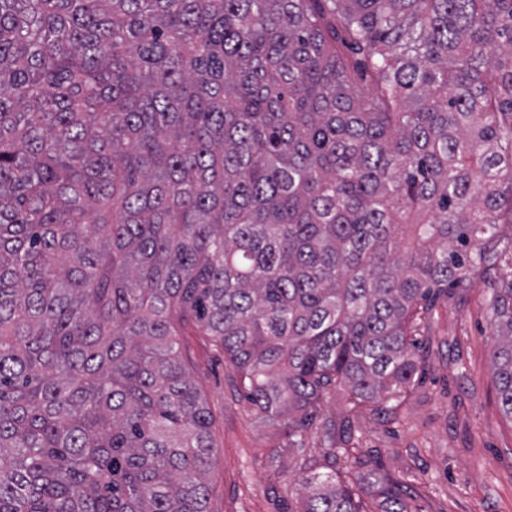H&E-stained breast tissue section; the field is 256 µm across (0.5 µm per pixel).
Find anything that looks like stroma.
<instances>
[{
	"label": "stroma",
	"mask_w": 512,
	"mask_h": 512,
	"mask_svg": "<svg viewBox=\"0 0 512 512\" xmlns=\"http://www.w3.org/2000/svg\"><path fill=\"white\" fill-rule=\"evenodd\" d=\"M510 278L506 259L438 303L418 328L423 372L399 414L351 419L353 445L372 452L379 474L407 475L410 512H512V419L492 375L486 311L492 288ZM179 341L212 413L207 512H295L296 479L306 460L321 459V431L289 448L285 429L255 414L211 337L190 326Z\"/></svg>",
	"instance_id": "1"
}]
</instances>
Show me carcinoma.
<instances>
[{"label": "carcinoma", "mask_w": 512, "mask_h": 512, "mask_svg": "<svg viewBox=\"0 0 512 512\" xmlns=\"http://www.w3.org/2000/svg\"><path fill=\"white\" fill-rule=\"evenodd\" d=\"M505 211L512 0H0V512H207L190 325L323 430L296 512H408L321 406L398 413ZM486 310L512 419V280Z\"/></svg>", "instance_id": "obj_1"}]
</instances>
